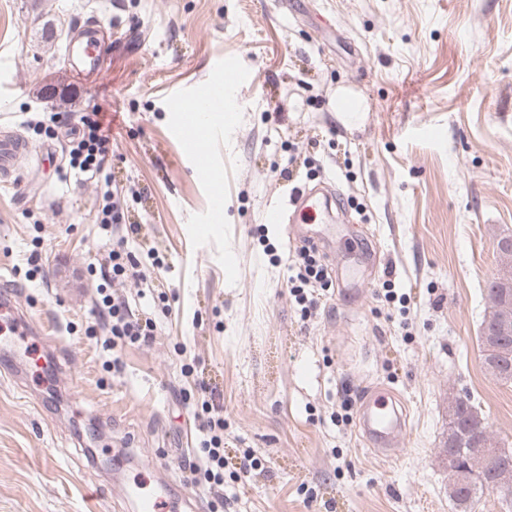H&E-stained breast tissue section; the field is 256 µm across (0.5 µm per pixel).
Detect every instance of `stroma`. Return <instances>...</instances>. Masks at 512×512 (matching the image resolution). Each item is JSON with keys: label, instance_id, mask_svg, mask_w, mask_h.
Listing matches in <instances>:
<instances>
[{"label": "stroma", "instance_id": "1", "mask_svg": "<svg viewBox=\"0 0 512 512\" xmlns=\"http://www.w3.org/2000/svg\"><path fill=\"white\" fill-rule=\"evenodd\" d=\"M92 18L120 42L83 79L64 49ZM227 59L235 97L199 117L183 95L213 93ZM94 110L111 188L137 192L143 280L126 295L157 325L119 373L98 324L103 189L65 135ZM15 132L33 154L0 179V277L42 332L30 359H0V512H135L112 484L124 442L153 460L129 478L224 512L182 468L205 401L224 412L225 473L247 450L262 461L235 512H455L462 393L512 451V384L482 344L512 235V0H0V136ZM316 184L345 202L333 230L268 222ZM304 246L332 278L307 319L287 288ZM381 390L406 413L390 457L359 424Z\"/></svg>", "mask_w": 512, "mask_h": 512}]
</instances>
